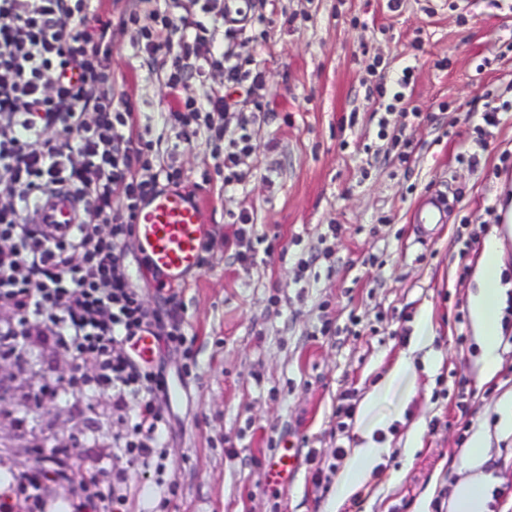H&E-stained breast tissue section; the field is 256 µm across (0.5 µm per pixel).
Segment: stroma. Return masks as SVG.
<instances>
[{
    "label": "stroma",
    "instance_id": "obj_1",
    "mask_svg": "<svg viewBox=\"0 0 512 512\" xmlns=\"http://www.w3.org/2000/svg\"><path fill=\"white\" fill-rule=\"evenodd\" d=\"M163 0H103L112 19V105H132L133 135L152 145V172L179 171L204 205L207 263L175 291L145 285L143 304L174 297L187 347L164 358L179 394L159 400L168 420L166 469L114 451L129 417L107 392L32 406L46 380L73 362L52 337L18 341L26 359L0 360L13 392L0 405V490L15 487L34 446L68 435L86 453L75 472L114 481L121 512H330L336 477L358 420L336 425V404L359 407L399 353H413L415 383L388 430L392 450L341 512H448L459 460L478 429L493 433L498 400L512 391V342L501 368L479 380L480 349L468 296L486 240L506 221L512 192V0H251L259 20L235 50L263 71L233 93L228 132L249 134L242 181L225 182L228 142L184 137L165 123L168 67L147 55L131 16ZM411 67L403 101L378 98L381 79ZM499 108L497 126L482 112ZM448 195L445 223L416 225L420 202ZM251 228L239 236L240 215ZM256 256L237 257L244 246ZM429 310L434 336L417 348L415 320ZM423 422L419 448L407 434ZM304 459L288 488L263 463L278 448ZM490 512H512V436L494 435Z\"/></svg>",
    "mask_w": 512,
    "mask_h": 512
}]
</instances>
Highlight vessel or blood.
I'll return each instance as SVG.
<instances>
[{"instance_id":"obj_1","label":"vessel or blood","mask_w":512,"mask_h":512,"mask_svg":"<svg viewBox=\"0 0 512 512\" xmlns=\"http://www.w3.org/2000/svg\"><path fill=\"white\" fill-rule=\"evenodd\" d=\"M446 206L445 198L430 197L417 209L415 220L422 225L443 223ZM83 207L79 197L57 191L38 204L37 215L51 229L64 231L78 222ZM135 229L148 272L158 273L169 284L179 286L197 270L208 232L200 202L180 190L156 195L141 207ZM298 464L295 449H280L266 464L267 478L273 485L287 487Z\"/></svg>"}]
</instances>
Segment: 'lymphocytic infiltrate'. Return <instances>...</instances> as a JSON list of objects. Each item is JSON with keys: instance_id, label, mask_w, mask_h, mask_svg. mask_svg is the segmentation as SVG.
<instances>
[{"instance_id": "1", "label": "lymphocytic infiltrate", "mask_w": 512, "mask_h": 512, "mask_svg": "<svg viewBox=\"0 0 512 512\" xmlns=\"http://www.w3.org/2000/svg\"><path fill=\"white\" fill-rule=\"evenodd\" d=\"M93 0H0V302L14 318L0 322V337L28 335L47 326L72 357L77 372L41 385L35 402L83 390L108 391L130 416L116 450L142 467L158 466L167 428L157 410L169 381L162 363L139 364L126 350L142 334L158 350L182 348L186 333L175 309L144 307L141 289L124 273L127 245L140 207L160 181L179 185V172L140 176L143 149L130 134L132 109L112 108V86L103 70L111 54L110 21L98 20ZM201 19L154 10L155 30L145 31L144 50L155 55L178 46L190 58L207 28L203 16L225 27L227 38L252 17L224 0H201ZM179 35L177 43L161 31ZM229 106L223 91L204 99L175 101L168 121L198 125L206 139H228L224 157L232 180L239 156L252 152L248 134L230 139L217 116ZM65 189L87 203L79 224L55 235L30 212L48 192ZM109 233H102V225ZM65 457L40 455L16 478L17 497H0V512H19V500L39 504L44 480L61 475Z\"/></svg>"}]
</instances>
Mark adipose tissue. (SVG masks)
Returning <instances> with one entry per match:
<instances>
[{
  "mask_svg": "<svg viewBox=\"0 0 512 512\" xmlns=\"http://www.w3.org/2000/svg\"><path fill=\"white\" fill-rule=\"evenodd\" d=\"M503 244L499 235H491L475 271L477 290L468 301L469 315L481 350L480 374L493 377L501 366L499 348L502 327L501 310L506 301L502 284ZM413 363L410 355L400 354L392 363L382 385L370 392L361 404V423L357 442L336 479L333 507H342L373 478L374 471L390 450L389 441L377 439V431L400 419L409 395L404 386L410 380ZM488 435L473 434L460 458L465 476L455 485L448 503L449 512H488L491 492L496 485L492 472L485 468Z\"/></svg>",
  "mask_w": 512,
  "mask_h": 512,
  "instance_id": "ef3b65f1",
  "label": "adipose tissue"
}]
</instances>
